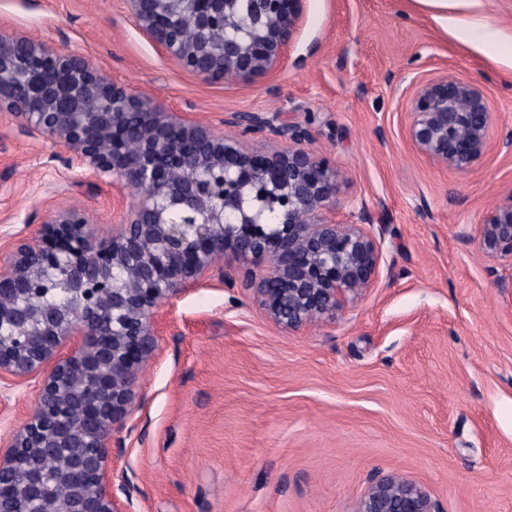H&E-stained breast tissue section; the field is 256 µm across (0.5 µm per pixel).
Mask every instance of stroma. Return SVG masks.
<instances>
[{"label": "stroma", "instance_id": "1", "mask_svg": "<svg viewBox=\"0 0 512 512\" xmlns=\"http://www.w3.org/2000/svg\"><path fill=\"white\" fill-rule=\"evenodd\" d=\"M82 52L155 104L219 123L256 113L310 129L343 201L365 199L382 259L373 288L332 321L274 325L240 280L200 282L163 310L159 355L122 462L138 512H355L386 475L439 512H512V260L476 226L512 191V0H307L288 58L250 84L207 82L138 29L123 0H0V36ZM478 86L488 149L465 172L412 147L413 80ZM62 147L0 128L6 239L84 207L106 236L135 191L65 170Z\"/></svg>", "mask_w": 512, "mask_h": 512}]
</instances>
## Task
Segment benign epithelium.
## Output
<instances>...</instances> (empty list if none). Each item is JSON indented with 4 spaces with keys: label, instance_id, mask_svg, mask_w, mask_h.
I'll list each match as a JSON object with an SVG mask.
<instances>
[{
    "label": "benign epithelium",
    "instance_id": "benign-epithelium-1",
    "mask_svg": "<svg viewBox=\"0 0 512 512\" xmlns=\"http://www.w3.org/2000/svg\"><path fill=\"white\" fill-rule=\"evenodd\" d=\"M136 26L181 68L208 82L272 75L287 56L305 0H125ZM51 65L56 78L29 86ZM0 117L62 146L63 166L112 177L138 195L110 235L84 210L51 212L10 242L0 267V385L27 384L35 408L0 433V512H135L127 471L113 466L114 432H132L137 386L158 351L162 304L198 284L230 253L271 321L288 330L334 320L373 286L381 248L362 200L339 221L342 176L308 148L310 130L251 113L229 137L111 81L78 51L26 36L0 38ZM482 91L444 75L415 90L408 135L435 164L465 171L487 150ZM273 135L282 148L253 143ZM276 211L270 223L258 204ZM482 252L512 259V191L477 228ZM266 263L256 276L253 267ZM66 302L33 307L47 285ZM61 456V468L45 459ZM356 512H438L397 476L376 480Z\"/></svg>",
    "mask_w": 512,
    "mask_h": 512
}]
</instances>
